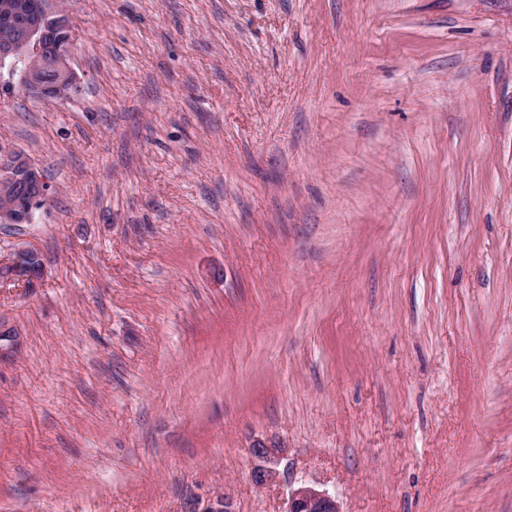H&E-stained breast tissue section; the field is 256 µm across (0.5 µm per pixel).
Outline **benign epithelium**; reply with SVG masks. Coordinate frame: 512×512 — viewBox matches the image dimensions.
<instances>
[{"label":"benign epithelium","mask_w":512,"mask_h":512,"mask_svg":"<svg viewBox=\"0 0 512 512\" xmlns=\"http://www.w3.org/2000/svg\"><path fill=\"white\" fill-rule=\"evenodd\" d=\"M27 17L30 22L14 30L8 38H0V63L9 58L49 60L57 73L55 81L45 84L33 75L26 77V88L40 99H64L77 88V79L71 72L69 53L49 56V50L73 41L74 25L60 0H0V22L13 26V21ZM52 193V187L42 171L21 151L0 156V224H23L32 221L34 211L42 207ZM47 276V269L37 252L20 247L13 258L0 259V280L23 283L28 288L39 285ZM17 346V333L0 324V356L8 357ZM284 449L274 444L257 443L252 448L256 463L252 470L255 483L262 485L275 477L273 465ZM201 512H235L232 499L223 493L211 497ZM286 512H340L336 499L327 491L302 483L288 496Z\"/></svg>","instance_id":"obj_1"}]
</instances>
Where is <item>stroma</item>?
<instances>
[{"instance_id": "35a3bbf8", "label": "stroma", "mask_w": 512, "mask_h": 512, "mask_svg": "<svg viewBox=\"0 0 512 512\" xmlns=\"http://www.w3.org/2000/svg\"><path fill=\"white\" fill-rule=\"evenodd\" d=\"M0 66V512H512V0H68ZM285 452L256 484L252 448ZM22 17L34 20L23 24L20 29H14L13 21ZM0 22L11 27L14 32L9 39L0 38V63L9 58L31 62L44 61L47 58L55 69L44 63H26L25 67L36 70L42 81L28 73L26 88L33 97L64 99L77 90V79L67 63L69 49L66 53L57 52L52 57L48 53L54 46L63 43L70 46L73 41L74 25L59 0H2ZM0 175V224L30 223L51 196V185L21 151L0 156ZM2 281L23 283L26 288H35L47 276V269L37 252L19 247L13 258L5 262L0 256ZM286 512H341L336 499L326 490L302 483L288 496Z\"/></svg>"}]
</instances>
